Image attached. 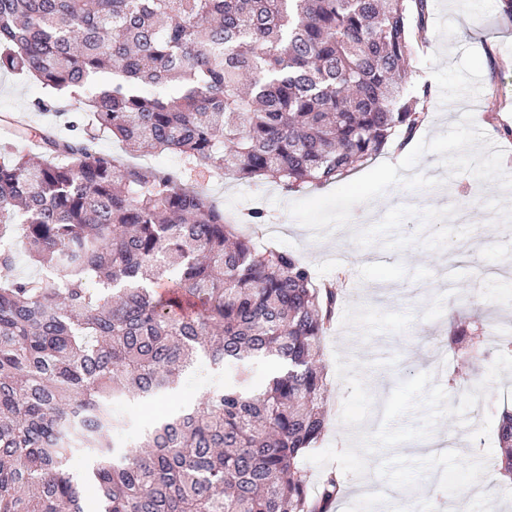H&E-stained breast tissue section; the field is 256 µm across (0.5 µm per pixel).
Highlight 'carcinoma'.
Returning <instances> with one entry per match:
<instances>
[{
    "instance_id": "1",
    "label": "carcinoma",
    "mask_w": 512,
    "mask_h": 512,
    "mask_svg": "<svg viewBox=\"0 0 512 512\" xmlns=\"http://www.w3.org/2000/svg\"><path fill=\"white\" fill-rule=\"evenodd\" d=\"M428 21L429 0H0V71L48 90L39 111L69 97L73 130L42 134L36 161L0 148V512H87L76 455L97 460V512H331L341 475L312 490L300 460L325 429L336 289L174 174L94 143L332 183L423 124L409 61ZM21 248L42 277L12 274ZM469 342L454 324L449 344ZM248 357L282 370L157 416L114 454L113 401L171 395L200 358ZM496 440L492 469L511 474L512 410Z\"/></svg>"
}]
</instances>
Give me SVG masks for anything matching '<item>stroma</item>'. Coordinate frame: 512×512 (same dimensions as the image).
<instances>
[{
    "instance_id": "obj_1",
    "label": "stroma",
    "mask_w": 512,
    "mask_h": 512,
    "mask_svg": "<svg viewBox=\"0 0 512 512\" xmlns=\"http://www.w3.org/2000/svg\"><path fill=\"white\" fill-rule=\"evenodd\" d=\"M428 30L410 60L412 82L427 85L425 134L391 140L382 154L336 182L289 192L274 182L223 181L189 170L177 155L149 154L209 196L226 219L261 208L280 225L277 240L317 282L340 285L343 299L322 341L330 383L327 430L302 467L310 481L339 471L359 486L338 512H376L370 486L386 505L438 502L442 512H512V485L489 468L498 415L512 405V355L499 334L512 328V276L495 268L512 259V18L499 0H430ZM40 85L0 73L4 118L34 132L66 135L49 113L32 108ZM370 208L372 220L351 223ZM481 328L473 362L447 349L453 321ZM245 371L260 390L279 367L266 358L239 365L199 360L183 374L178 405L202 401ZM452 441L433 451L435 435Z\"/></svg>"
}]
</instances>
